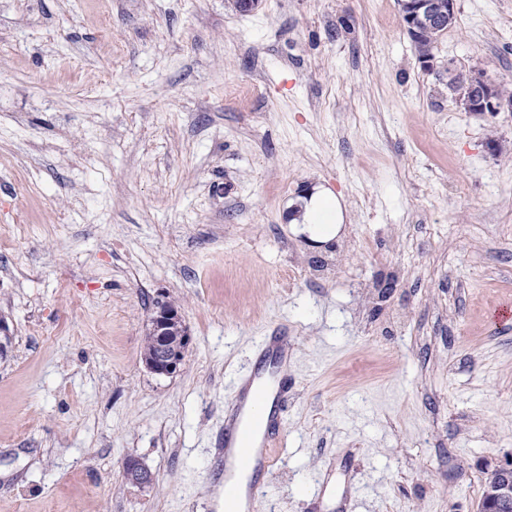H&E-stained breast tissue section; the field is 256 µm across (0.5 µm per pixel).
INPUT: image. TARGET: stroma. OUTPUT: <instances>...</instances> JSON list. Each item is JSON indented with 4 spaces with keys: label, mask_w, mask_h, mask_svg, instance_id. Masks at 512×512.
<instances>
[{
    "label": "stroma",
    "mask_w": 512,
    "mask_h": 512,
    "mask_svg": "<svg viewBox=\"0 0 512 512\" xmlns=\"http://www.w3.org/2000/svg\"><path fill=\"white\" fill-rule=\"evenodd\" d=\"M455 13L427 69L398 0H0V512H224V413L272 336L255 512H479L512 457V111L447 85L512 89V0ZM316 185L327 243L291 222ZM160 299L192 334L169 377ZM463 80L467 93L465 98H459L458 101L467 111L476 112L477 114L496 115L505 107L512 110V91L508 92L506 88L501 86L496 87L484 71L472 70L463 76ZM464 86L460 80V75L453 80H449V95L455 97L463 94ZM497 88L500 94L509 98L500 96ZM150 336H144L141 355L154 354L144 359L150 372L160 376H172L179 372L186 351L190 345V330L181 309L166 300L157 301L149 321ZM124 471L127 480L134 485L146 488L153 482L151 471L145 467L138 459H128L125 462Z\"/></svg>",
    "instance_id": "1"
}]
</instances>
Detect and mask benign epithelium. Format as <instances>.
<instances>
[{
  "instance_id": "benign-epithelium-1",
  "label": "benign epithelium",
  "mask_w": 512,
  "mask_h": 512,
  "mask_svg": "<svg viewBox=\"0 0 512 512\" xmlns=\"http://www.w3.org/2000/svg\"><path fill=\"white\" fill-rule=\"evenodd\" d=\"M417 10L409 15L407 31L415 33L416 20L425 19L431 23L439 19L443 11L439 0H416ZM466 97L460 104L469 112L495 115L505 108L512 110V100L500 96L496 85L482 70H472L463 76ZM149 335L155 338L154 354L144 359L150 372L160 376H172L179 372L186 351L190 345V330L181 309L166 300L156 302L149 321ZM127 480L142 488L153 482L151 471L139 460L130 458L125 462ZM493 493L481 508V512H499V508L512 502V458L492 474Z\"/></svg>"
}]
</instances>
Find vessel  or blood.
I'll return each instance as SVG.
<instances>
[{
	"mask_svg": "<svg viewBox=\"0 0 512 512\" xmlns=\"http://www.w3.org/2000/svg\"><path fill=\"white\" fill-rule=\"evenodd\" d=\"M266 363L244 378L236 399L224 417V503L238 495L237 474L258 475L275 462L273 427L278 425L283 404L280 353L266 348Z\"/></svg>",
	"mask_w": 512,
	"mask_h": 512,
	"instance_id": "obj_1",
	"label": "vessel or blood"
}]
</instances>
